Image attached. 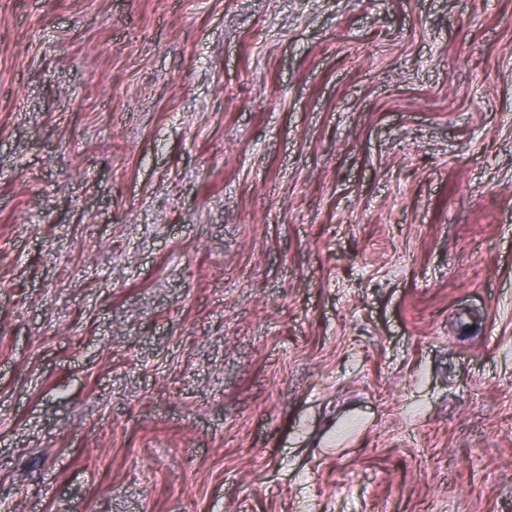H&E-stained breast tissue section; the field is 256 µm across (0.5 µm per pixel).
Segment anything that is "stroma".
Here are the masks:
<instances>
[{
    "mask_svg": "<svg viewBox=\"0 0 512 512\" xmlns=\"http://www.w3.org/2000/svg\"><path fill=\"white\" fill-rule=\"evenodd\" d=\"M0 512H512V0H0Z\"/></svg>",
    "mask_w": 512,
    "mask_h": 512,
    "instance_id": "obj_1",
    "label": "stroma"
}]
</instances>
